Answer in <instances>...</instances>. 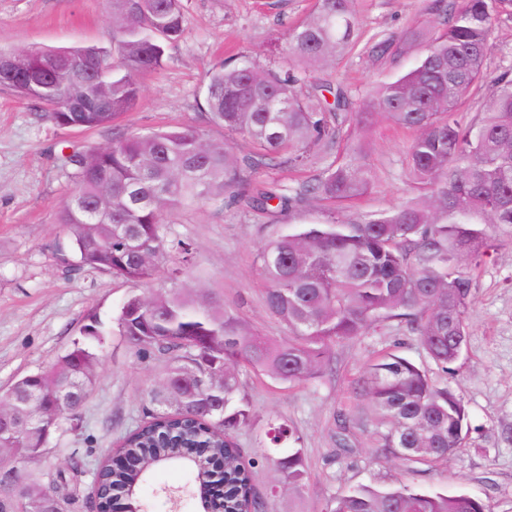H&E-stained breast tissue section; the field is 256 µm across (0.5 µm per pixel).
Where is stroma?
Masks as SVG:
<instances>
[{
    "label": "stroma",
    "instance_id": "stroma-1",
    "mask_svg": "<svg viewBox=\"0 0 512 512\" xmlns=\"http://www.w3.org/2000/svg\"><path fill=\"white\" fill-rule=\"evenodd\" d=\"M439 0H357L362 19L358 47L336 66L315 71L312 80L345 91L353 101L379 82L416 64L421 46L407 52H373L385 39H399L419 27ZM183 38L167 50L164 66L141 76V102L112 126L67 130L34 104L0 91V394L19 378L48 366L85 340L98 324L105 334L97 381L78 427L53 435L51 454L27 465L39 475L79 462V497L69 512H89L96 466L111 458L115 443L143 422L147 392L159 375L118 334L116 317L136 285L89 267H76L58 214L70 189L63 157L108 144L121 133L168 126H194L213 141L230 140L249 154L245 138H226L208 123L202 105L210 71L235 56L263 64L287 56L285 35L314 6V0H183ZM112 13L105 0H0V46L71 47L111 43ZM411 130L378 119L363 134L374 188L352 208L372 212L411 196L406 152ZM312 199L293 212H259L243 203L211 201L175 213L172 233L190 240L196 258L186 279L212 289L257 330L283 336L262 303L264 282L256 253L280 225L331 212ZM474 300L466 349L441 371L404 325H375L354 343L337 347L333 371L313 383L288 386L248 374L244 391L253 421L237 441L246 456L255 450L269 419L280 418L301 438L308 463L306 488L292 506L320 512L334 493L359 483L390 484L407 478L448 494L463 490L487 501L492 512H512V238L498 237L473 275ZM397 351L448 386L465 405V448L433 469L408 476L405 462H383L372 435L368 406L355 400L351 385L366 364ZM182 490L171 507L166 490ZM188 469L166 465L149 473L141 489L148 512H202Z\"/></svg>",
    "mask_w": 512,
    "mask_h": 512
}]
</instances>
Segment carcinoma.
<instances>
[{
	"mask_svg": "<svg viewBox=\"0 0 512 512\" xmlns=\"http://www.w3.org/2000/svg\"><path fill=\"white\" fill-rule=\"evenodd\" d=\"M108 47L23 52L0 49L18 62L0 89L48 112L61 128L90 130L140 104L141 73L163 66L169 45L185 31L182 0H109ZM512 0H458L452 18L435 13L403 52L420 42L417 66L383 83L357 106L331 86L307 90L310 73L334 66L358 42L355 0H316L314 10L288 33L280 66L226 62L208 76L209 123L248 139L255 149L238 156L232 146L190 127L121 135L65 159L72 181L60 223L76 262L126 280L150 284L161 269L166 282L132 293L116 318L118 335L161 367L150 390L156 406L124 436L125 466L103 462L94 477L100 512L128 497L159 465L191 471L202 506L222 512H282L283 486L299 495L308 470L300 437L286 422H267L257 456L246 459L237 434L250 425L242 389L247 373L290 385L320 379L336 347L396 321L429 357L448 370L469 336L472 271L499 231L512 232V67L494 74L487 61L491 35ZM490 91L483 110L465 122L460 105ZM356 124L378 117L415 132L406 165L414 197L392 209L354 216L343 208L374 182L360 143L345 144L332 162L292 195L259 189L254 210L293 211L313 194L336 205L324 219L284 224L257 254L263 304L286 329L262 335L206 288H189L184 270L193 244L173 235L168 218L184 208L239 191L266 166H307L317 150L339 138L342 113ZM99 355L75 341L47 369L26 375L0 396V474L49 452L63 422L80 420L97 378ZM370 407L381 455L433 467L466 444L465 406L446 386L395 354L366 365L352 389ZM293 447L280 452L284 443ZM266 462L278 478L260 493L255 469ZM79 469L20 477L13 492L0 484V512H64L77 491ZM322 512H491L467 493L448 495L412 482L357 484L331 495Z\"/></svg>",
	"mask_w": 512,
	"mask_h": 512,
	"instance_id": "obj_1",
	"label": "carcinoma"
}]
</instances>
